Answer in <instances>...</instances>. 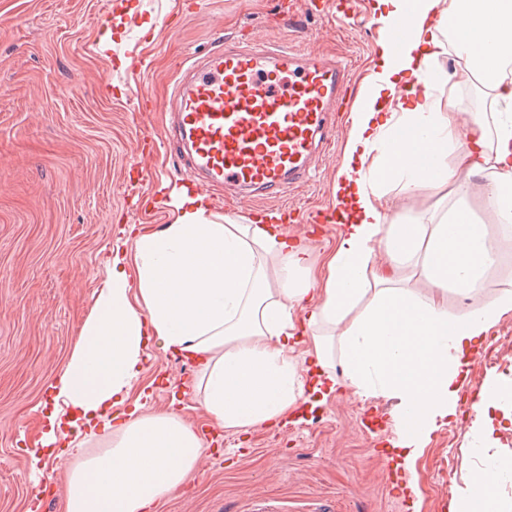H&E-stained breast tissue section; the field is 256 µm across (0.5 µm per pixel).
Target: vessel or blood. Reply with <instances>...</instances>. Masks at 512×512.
<instances>
[{"label": "vessel or blood", "instance_id": "1", "mask_svg": "<svg viewBox=\"0 0 512 512\" xmlns=\"http://www.w3.org/2000/svg\"><path fill=\"white\" fill-rule=\"evenodd\" d=\"M350 70L340 57L282 45L228 42L191 65L172 91L175 146L212 186L247 192L249 213L310 180L331 110L343 105ZM333 207L283 208L289 224H324Z\"/></svg>", "mask_w": 512, "mask_h": 512}]
</instances>
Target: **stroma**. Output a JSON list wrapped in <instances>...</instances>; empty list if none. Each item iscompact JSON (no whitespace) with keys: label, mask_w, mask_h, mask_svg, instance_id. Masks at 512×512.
I'll list each match as a JSON object with an SVG mask.
<instances>
[{"label":"stroma","mask_w":512,"mask_h":512,"mask_svg":"<svg viewBox=\"0 0 512 512\" xmlns=\"http://www.w3.org/2000/svg\"><path fill=\"white\" fill-rule=\"evenodd\" d=\"M305 0H0V512H31L29 448L42 436L49 384L67 362L101 287L121 225L171 222L168 191L184 168L165 144L142 146L165 123L163 103L182 65L223 41L264 38L346 57L353 87L371 67L372 0L343 22L305 12ZM107 13L106 24L96 21ZM109 44H102L104 33ZM149 96L139 109L128 95ZM350 106H343L315 182L285 202L335 203ZM198 369L150 349L136 385L145 411L174 408L212 420L183 381ZM395 402L338 394L316 418L224 434L182 489L153 512H397L375 427ZM474 411L458 404L411 462L420 512H447L451 479L484 468ZM455 457L454 470L443 468Z\"/></svg>","instance_id":"stroma-1"}]
</instances>
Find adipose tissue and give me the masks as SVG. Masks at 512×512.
Wrapping results in <instances>:
<instances>
[{"label":"adipose tissue","instance_id":"adipose-tissue-1","mask_svg":"<svg viewBox=\"0 0 512 512\" xmlns=\"http://www.w3.org/2000/svg\"><path fill=\"white\" fill-rule=\"evenodd\" d=\"M374 71L350 115L346 161L335 193L342 209L335 249L317 262L278 225L209 219L204 196L174 189L171 224L110 244L106 277L70 357L50 385L33 479L43 456L71 442L65 512H148L199 470L204 445L177 412L125 411L148 346L199 365L193 392L224 431L248 432L326 402L338 387L395 400V448L419 456L440 420L455 413L472 354L512 312V279L469 312L489 271L512 254V0H376ZM407 42H391L398 22ZM456 77L472 74L494 112L463 113L436 90L440 57ZM415 197L446 191L443 212L405 220L388 185ZM480 188L499 228L475 223ZM318 302L304 318L309 296ZM311 347L304 375L293 357L297 332ZM97 442L94 452L85 445ZM512 454L452 483L448 512L497 504Z\"/></svg>","mask_w":512,"mask_h":512}]
</instances>
